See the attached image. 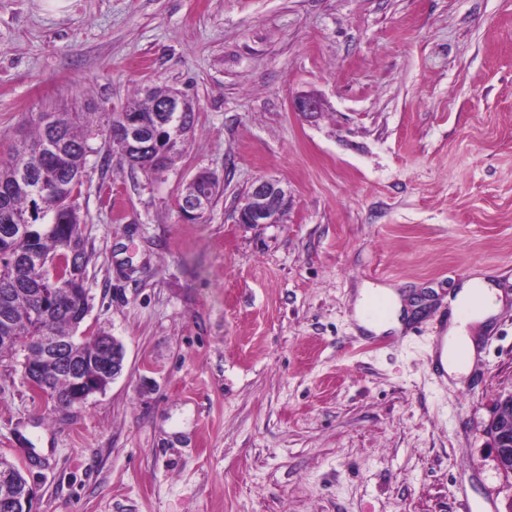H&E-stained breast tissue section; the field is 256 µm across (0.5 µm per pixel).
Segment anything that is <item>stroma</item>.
I'll return each instance as SVG.
<instances>
[{
	"label": "stroma",
	"instance_id": "stroma-1",
	"mask_svg": "<svg viewBox=\"0 0 512 512\" xmlns=\"http://www.w3.org/2000/svg\"><path fill=\"white\" fill-rule=\"evenodd\" d=\"M147 86L193 99L182 153L149 174L92 138L78 197L81 330L121 373L57 412L0 363L33 512H512L485 431L512 393V0H0V161L32 113ZM261 177L288 209L238 223ZM479 274L504 303L458 385L432 349ZM367 283L406 293L402 333L358 324ZM219 178L212 172L205 171L201 175V179L197 184L188 183L180 196L188 194L193 195L196 192L207 193V197L203 194H197L196 197L190 199H181L176 202L177 209L183 218L188 222L197 221L208 210V202L211 205L219 192ZM179 196V197H180Z\"/></svg>",
	"mask_w": 512,
	"mask_h": 512
}]
</instances>
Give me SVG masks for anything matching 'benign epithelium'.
<instances>
[{
    "mask_svg": "<svg viewBox=\"0 0 512 512\" xmlns=\"http://www.w3.org/2000/svg\"><path fill=\"white\" fill-rule=\"evenodd\" d=\"M319 109L317 99L311 96H298L292 101V110L312 114ZM142 121L126 115L120 117V125L112 132V137L122 141L128 150H140L143 146L139 128ZM288 207V192L281 183L271 178H260L252 183L238 207V221L241 224H276ZM177 209L188 222L198 220L208 210L207 197L199 194L190 199L177 202ZM80 341L74 335L40 336L33 346L43 355L52 359L62 352L75 351ZM92 366H98L95 373L78 377V373L62 370L53 374L31 373L24 371L28 386L44 397L52 405L58 404L59 393L69 390L75 383L83 385L78 403L85 402L89 396L105 388L121 373L123 367L122 347L116 339L108 341L106 357L102 361L95 358L84 359ZM495 434V452L499 468L512 471V397L498 403L492 411Z\"/></svg>",
    "mask_w": 512,
    "mask_h": 512,
    "instance_id": "1",
    "label": "benign epithelium"
}]
</instances>
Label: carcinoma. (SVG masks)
Segmentation results:
<instances>
[{"label":"carcinoma","instance_id":"carcinoma-1","mask_svg":"<svg viewBox=\"0 0 512 512\" xmlns=\"http://www.w3.org/2000/svg\"><path fill=\"white\" fill-rule=\"evenodd\" d=\"M177 94L171 88H153L126 103L129 114L153 121L160 102ZM76 108L38 112L32 132L13 148L10 159L0 163V336L14 337L13 348L26 353L31 368L48 367L31 341L36 336H67L84 321L86 256L75 203V177L83 175L90 138L97 132L110 140L112 113L96 121ZM197 121L196 106L180 116L179 133L169 130L139 156L123 153L126 161L144 172L165 169L180 150ZM219 178L206 171L197 184L182 194L208 195L213 202ZM61 254L73 262L60 271L47 261Z\"/></svg>","mask_w":512,"mask_h":512}]
</instances>
